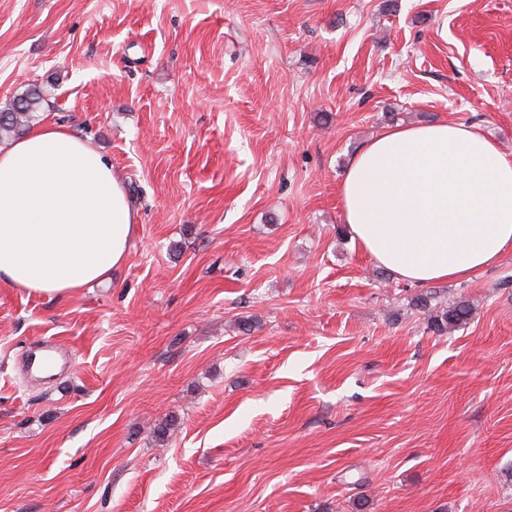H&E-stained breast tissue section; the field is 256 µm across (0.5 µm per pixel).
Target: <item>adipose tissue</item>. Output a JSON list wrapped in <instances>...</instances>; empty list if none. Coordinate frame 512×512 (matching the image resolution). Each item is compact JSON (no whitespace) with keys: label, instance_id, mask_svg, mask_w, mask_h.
I'll return each instance as SVG.
<instances>
[{"label":"adipose tissue","instance_id":"adipose-tissue-1","mask_svg":"<svg viewBox=\"0 0 512 512\" xmlns=\"http://www.w3.org/2000/svg\"><path fill=\"white\" fill-rule=\"evenodd\" d=\"M351 239L397 279L467 280L512 251V155L477 127L383 129L339 189ZM135 215L112 163L62 123L0 146V285L64 297L107 280Z\"/></svg>","mask_w":512,"mask_h":512}]
</instances>
